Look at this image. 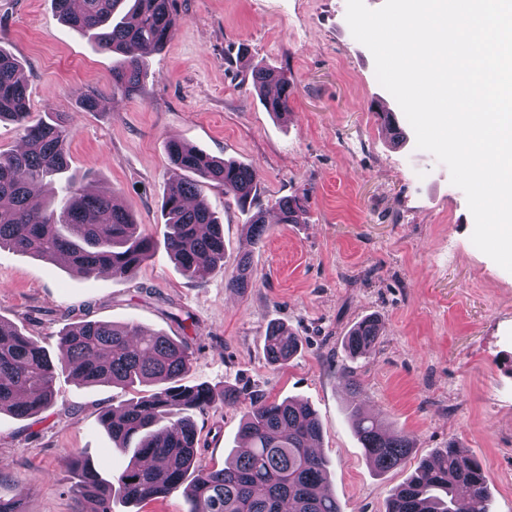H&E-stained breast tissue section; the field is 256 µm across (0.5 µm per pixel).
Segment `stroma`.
I'll use <instances>...</instances> for the list:
<instances>
[{
    "label": "stroma",
    "mask_w": 512,
    "mask_h": 512,
    "mask_svg": "<svg viewBox=\"0 0 512 512\" xmlns=\"http://www.w3.org/2000/svg\"><path fill=\"white\" fill-rule=\"evenodd\" d=\"M178 23L146 55L131 95L112 91V55L69 29L52 0H0V48L22 65L33 117L64 113L75 181L108 191L156 242L131 279L74 276L58 261L0 249V319L58 355L66 321L132 322L188 341L183 382L215 393L242 386L268 399L306 403L321 425L319 450L342 512H386L393 490L420 460L456 442L489 477L493 512H512V272L471 241L474 220L446 166L415 140L398 147L379 115L411 132L352 35L346 0H170ZM269 67L291 86L288 115L267 112L252 71ZM94 95L84 111L79 94ZM176 138L256 168L253 211L269 231L254 244L245 214L222 188L202 193L221 217L224 266L186 277L164 246L161 203ZM297 200L301 224L279 221ZM255 283L227 288L241 257ZM382 323L369 357L350 358L344 338L361 319ZM279 324L299 337L296 355L269 364L264 336ZM51 406L28 419L0 413V498L23 512H73L68 462L119 473L130 455L100 426L102 406L136 400L112 385L59 376ZM359 407L412 433L403 467L378 473L349 418ZM243 406L215 400L193 411L202 465L223 467L237 444Z\"/></svg>",
    "instance_id": "obj_1"
}]
</instances>
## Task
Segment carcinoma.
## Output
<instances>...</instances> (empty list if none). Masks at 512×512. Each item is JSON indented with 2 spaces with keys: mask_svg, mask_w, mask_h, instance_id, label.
Masks as SVG:
<instances>
[{
  "mask_svg": "<svg viewBox=\"0 0 512 512\" xmlns=\"http://www.w3.org/2000/svg\"><path fill=\"white\" fill-rule=\"evenodd\" d=\"M60 19L99 49L117 54L112 91L131 95L146 76L144 55L162 47L177 17L169 0H53ZM253 89L266 111L288 110V81L272 68L252 73ZM22 127L24 147L0 152V247L53 260L67 258L72 272L85 278L106 269L112 277L130 278L152 258L156 244L139 231L132 214L117 206L112 194H90L71 185L56 208L43 188L69 167L70 129L63 114L47 112L32 120L26 78L19 62L0 49V119ZM170 162L169 187L161 212L164 245L190 278L224 268V231L219 216L201 194L214 183L232 195L241 209L251 206L257 186L254 167L217 159L180 140L165 145ZM284 224L301 223L302 208L292 199L278 201ZM268 225L260 213L249 219L255 242ZM253 286L249 258L240 260L226 287ZM381 322L374 316L357 322L345 337V349L358 358L376 351ZM300 340L281 325L264 336L267 360L282 365L294 356ZM61 357L52 358L36 340L0 319V413L24 419L49 407L58 370H69L82 384L133 388L153 385L149 394L122 407H104L99 423L112 442L132 450L126 467L104 478L87 462L72 461L77 481L71 488L74 512L94 500L98 512H112V501L141 503L180 490L187 512H341L328 481V464L312 445L320 439L314 411L292 400L281 403L236 389L224 390V404H246L240 428L247 449L222 469L197 459V429L188 410L212 403L211 388L186 386L191 347L134 323L83 321L59 332ZM352 425L366 457L386 472L404 464L415 447L412 434L387 431L376 418L355 408ZM488 480L471 451L448 443L421 460L388 500L387 512H459L456 495L468 494V512H491Z\"/></svg>",
  "mask_w": 512,
  "mask_h": 512,
  "instance_id": "carcinoma-1",
  "label": "carcinoma"
}]
</instances>
